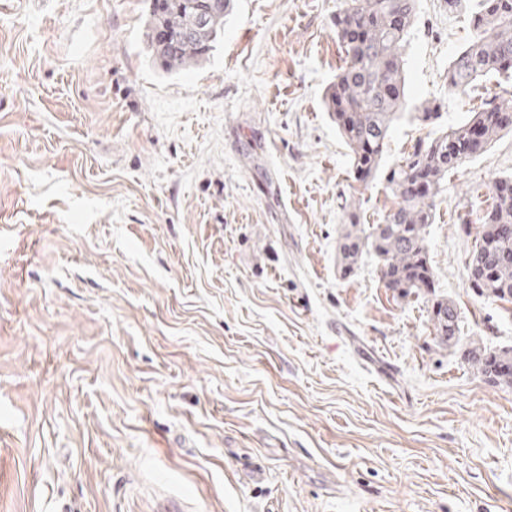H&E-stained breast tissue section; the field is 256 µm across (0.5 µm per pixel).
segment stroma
<instances>
[{
    "label": "stroma",
    "mask_w": 512,
    "mask_h": 512,
    "mask_svg": "<svg viewBox=\"0 0 512 512\" xmlns=\"http://www.w3.org/2000/svg\"><path fill=\"white\" fill-rule=\"evenodd\" d=\"M474 0H419L408 98L463 122L496 79L448 92ZM344 0H234L209 58L144 52L149 0H14L0 13V512H512V388L437 347L512 346L478 297L459 212L512 175V132L449 174L435 287L341 275L356 182L324 106ZM433 129L394 123L397 162ZM433 335L437 343L450 345L461 333L457 307L448 300H436L430 314Z\"/></svg>",
    "instance_id": "1"
}]
</instances>
